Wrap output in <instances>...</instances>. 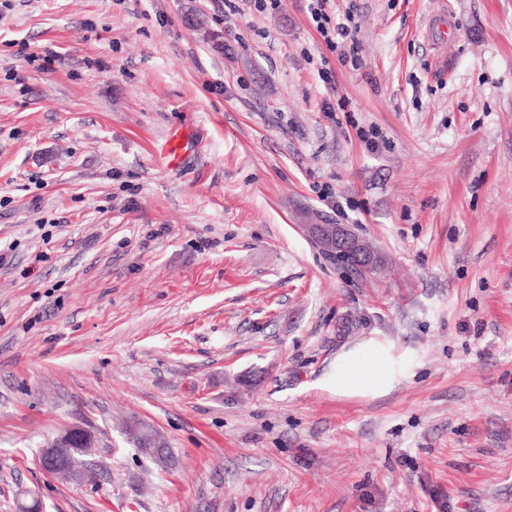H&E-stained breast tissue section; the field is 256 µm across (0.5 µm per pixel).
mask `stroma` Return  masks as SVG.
<instances>
[{
  "instance_id": "obj_1",
  "label": "stroma",
  "mask_w": 512,
  "mask_h": 512,
  "mask_svg": "<svg viewBox=\"0 0 512 512\" xmlns=\"http://www.w3.org/2000/svg\"><path fill=\"white\" fill-rule=\"evenodd\" d=\"M9 2L0 512H512V0H335L361 65L328 84L304 0ZM307 222L380 267L351 278ZM373 338L410 357L393 389L322 387ZM76 426L91 480L39 462ZM306 234L312 238L321 249H354L362 251L371 259L369 252L365 249L362 242L349 236L339 226L332 224H303ZM324 251L337 261L351 276L363 278L366 273L361 269L360 262L355 254L338 255L332 252Z\"/></svg>"
}]
</instances>
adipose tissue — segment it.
<instances>
[{
	"instance_id": "1",
	"label": "adipose tissue",
	"mask_w": 512,
	"mask_h": 512,
	"mask_svg": "<svg viewBox=\"0 0 512 512\" xmlns=\"http://www.w3.org/2000/svg\"><path fill=\"white\" fill-rule=\"evenodd\" d=\"M396 362L389 346L372 341L342 352L325 385L340 396L372 397L393 386Z\"/></svg>"
}]
</instances>
